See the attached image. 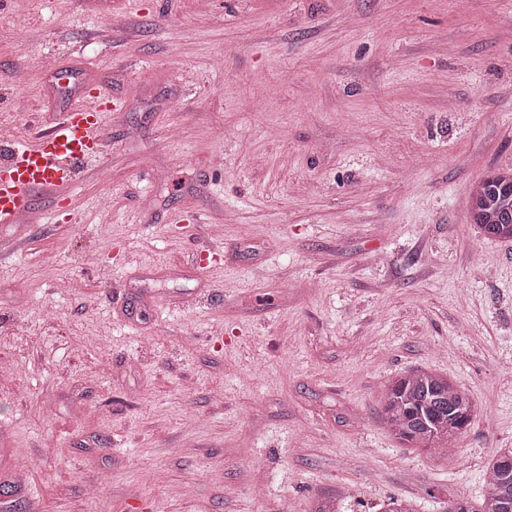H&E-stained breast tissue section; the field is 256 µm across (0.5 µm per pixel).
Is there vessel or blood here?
Listing matches in <instances>:
<instances>
[{"label":"vessel or blood","instance_id":"b4317fda","mask_svg":"<svg viewBox=\"0 0 512 512\" xmlns=\"http://www.w3.org/2000/svg\"><path fill=\"white\" fill-rule=\"evenodd\" d=\"M111 109L99 95L89 94L53 126L7 146L8 158L0 163L1 224L33 215L32 192L60 198L75 185L81 165L105 151L103 116Z\"/></svg>","mask_w":512,"mask_h":512}]
</instances>
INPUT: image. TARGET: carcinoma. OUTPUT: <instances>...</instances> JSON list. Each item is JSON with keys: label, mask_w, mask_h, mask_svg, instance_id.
I'll use <instances>...</instances> for the list:
<instances>
[{"label": "carcinoma", "mask_w": 512, "mask_h": 512, "mask_svg": "<svg viewBox=\"0 0 512 512\" xmlns=\"http://www.w3.org/2000/svg\"><path fill=\"white\" fill-rule=\"evenodd\" d=\"M474 224L485 239H512V172L494 173L470 195ZM386 422L394 435L435 456L452 450L474 415L469 394L447 376L417 370L388 382L381 392ZM448 512H512V449L489 463L480 508L458 500Z\"/></svg>", "instance_id": "cac0c4a2"}]
</instances>
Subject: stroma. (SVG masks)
Listing matches in <instances>:
<instances>
[{"label":"stroma","mask_w":512,"mask_h":512,"mask_svg":"<svg viewBox=\"0 0 512 512\" xmlns=\"http://www.w3.org/2000/svg\"><path fill=\"white\" fill-rule=\"evenodd\" d=\"M90 92L103 156L0 224V512L478 503L512 240L468 199L512 170V0H12L0 133ZM418 369L475 407L446 459L383 418Z\"/></svg>","instance_id":"35a3bbf8"}]
</instances>
